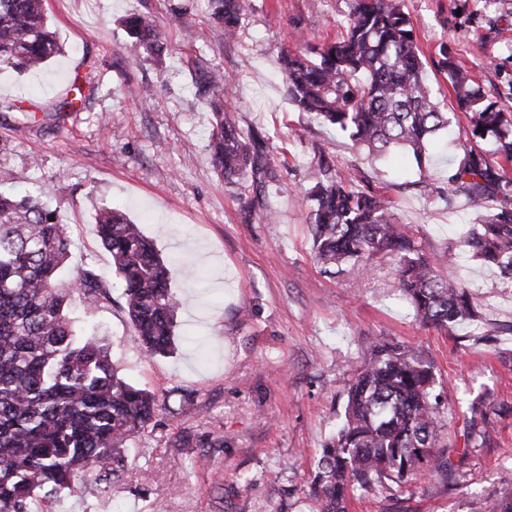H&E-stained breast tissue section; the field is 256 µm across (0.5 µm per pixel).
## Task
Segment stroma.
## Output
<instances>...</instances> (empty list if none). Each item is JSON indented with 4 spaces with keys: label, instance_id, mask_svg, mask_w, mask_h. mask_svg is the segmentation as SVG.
I'll use <instances>...</instances> for the list:
<instances>
[{
    "label": "stroma",
    "instance_id": "1",
    "mask_svg": "<svg viewBox=\"0 0 512 512\" xmlns=\"http://www.w3.org/2000/svg\"><path fill=\"white\" fill-rule=\"evenodd\" d=\"M428 86L451 126L424 168L402 156L376 160L288 97L279 55L336 38L351 0H246L235 38L212 23L206 0H47L61 55L34 75L0 68V190L60 203L73 261L112 284L94 320L120 376L156 394L161 409L125 445L126 469L105 482L87 473L79 494L53 512H319L309 494L319 452L342 427L345 387L373 342L418 347L452 405L442 437L464 446L470 403L512 406V283L496 267L448 248L478 223L448 176L470 135L442 67L474 75L485 98L512 107V0H404ZM154 16L167 49L144 61L121 25ZM194 27L201 39L187 41ZM233 81L224 110L266 144L263 204L226 185L211 162L208 70ZM80 87L75 110L61 103ZM353 169L360 188L393 201L441 274L481 301V316L446 331L417 323L397 287V261L370 271L324 272L314 259L304 195L318 163ZM104 208L124 212L166 260L181 308L175 349L147 355L115 288L95 231ZM274 220H266L267 212ZM495 335L493 346L481 336ZM210 451H203V444ZM209 462H201L202 453ZM512 472V416L472 448L456 487L438 475L397 487L383 481L348 512H482Z\"/></svg>",
    "mask_w": 512,
    "mask_h": 512
}]
</instances>
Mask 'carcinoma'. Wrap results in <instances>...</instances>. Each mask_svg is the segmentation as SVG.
<instances>
[{"label":"carcinoma","instance_id":"obj_1","mask_svg":"<svg viewBox=\"0 0 512 512\" xmlns=\"http://www.w3.org/2000/svg\"><path fill=\"white\" fill-rule=\"evenodd\" d=\"M243 2L209 0L227 38L239 30ZM123 26L145 60L162 61L165 40L152 16L133 14ZM61 50L46 0H0V65L37 72ZM280 61L291 101L347 133L355 149L380 156L402 149L421 170L429 143L450 126L426 84L402 0H352L340 38L306 54L285 49ZM443 67L458 106L470 114L471 136L492 142L493 154L511 161L512 118L475 90L453 58L445 57ZM206 84L215 173L227 185L259 179L265 152L224 115L231 83L209 71ZM311 178L306 201L322 268L341 273L350 262L366 271L375 258L392 254L415 321L448 329L475 320L471 294L426 257L409 226L397 222L389 198L359 189L350 169L320 163ZM450 182L482 215L460 246L512 281V175L465 148ZM491 194L499 207L488 212ZM96 232L112 257L136 336L148 354L170 353L180 300L166 262L119 210H102ZM71 247L60 207L50 208L39 194L18 199L0 192V512H50L61 491H77L88 469L105 481L120 476L122 447L159 410L154 394L119 375L110 345L86 320L112 301V285L89 266L70 265ZM75 298L83 317L73 314ZM346 395L345 423L321 449L310 487L320 512H347L354 491L369 492L384 479L399 487L433 472L455 479L461 464L441 440L451 413L447 394L417 347L376 341L353 370ZM508 414L512 408L475 400L464 448L487 444L492 418ZM506 484L485 512H512V481Z\"/></svg>","mask_w":512,"mask_h":512}]
</instances>
